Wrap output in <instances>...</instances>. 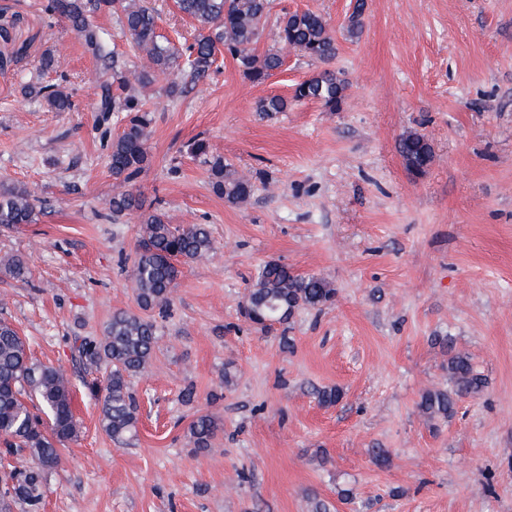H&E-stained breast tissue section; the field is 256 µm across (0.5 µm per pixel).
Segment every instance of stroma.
I'll return each mask as SVG.
<instances>
[{
  "label": "stroma",
  "mask_w": 512,
  "mask_h": 512,
  "mask_svg": "<svg viewBox=\"0 0 512 512\" xmlns=\"http://www.w3.org/2000/svg\"><path fill=\"white\" fill-rule=\"evenodd\" d=\"M365 2L352 38L351 0H276L332 30L347 85L334 112L293 101L320 68L294 52L260 85L228 57L185 95L163 80L140 88L118 17L96 16L150 111L138 193L170 223L209 225L215 243L213 259L180 267L152 363L131 381L137 437L119 446L90 391L104 369L78 345L137 308L119 262L140 225L109 215L103 147L123 123L99 125L97 65L65 22L40 0H0L15 21L0 55H20L0 69V183L40 199L34 223L0 229V255L31 271L0 275V318L34 361L66 373L79 423L43 512H310L314 494L332 512H512V0ZM47 52L69 76L71 111L20 92ZM272 95L287 111L257 112ZM409 131L433 147L419 175L398 152ZM200 139L250 176L247 203L213 192L190 151ZM271 260L326 278L333 302L268 330L247 321L240 305ZM452 349L486 385L431 417L421 396L449 388ZM323 387L341 390L335 406L318 405ZM201 413L219 424L206 450L187 436ZM29 274L25 261L15 254L0 256V275L13 279H25Z\"/></svg>",
  "instance_id": "stroma-1"
}]
</instances>
